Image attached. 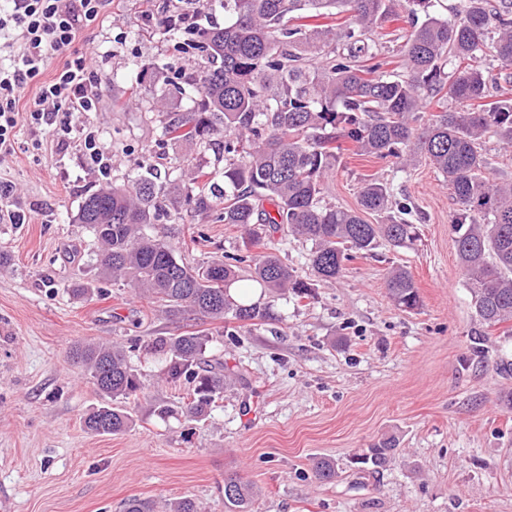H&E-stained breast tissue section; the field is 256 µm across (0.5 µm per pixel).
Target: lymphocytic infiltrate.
<instances>
[{
	"mask_svg": "<svg viewBox=\"0 0 512 512\" xmlns=\"http://www.w3.org/2000/svg\"><path fill=\"white\" fill-rule=\"evenodd\" d=\"M112 0H13L10 11L0 13V50L8 60L0 63V153L13 151L19 125L34 133L52 132L65 145L71 132L70 117L96 109L95 90L101 82L92 68L91 52L71 49L78 32L98 22ZM66 61L48 82L39 77L51 59ZM36 84L29 103L18 91Z\"/></svg>",
	"mask_w": 512,
	"mask_h": 512,
	"instance_id": "obj_1",
	"label": "lymphocytic infiltrate"
}]
</instances>
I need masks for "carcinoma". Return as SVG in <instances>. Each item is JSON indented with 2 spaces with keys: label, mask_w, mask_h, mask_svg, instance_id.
Masks as SVG:
<instances>
[{
  "label": "carcinoma",
  "mask_w": 512,
  "mask_h": 512,
  "mask_svg": "<svg viewBox=\"0 0 512 512\" xmlns=\"http://www.w3.org/2000/svg\"><path fill=\"white\" fill-rule=\"evenodd\" d=\"M437 0H206L224 8V26L163 25L178 47L205 61L178 82L159 63L141 64L137 79L151 73L171 85L190 107L174 111L162 90L150 111L162 116L166 142L186 141L215 165L194 156L175 178L162 181L151 166L122 183L85 196L73 223L86 225L101 251L100 274L130 285L140 297L176 316L196 315L241 330L274 318L268 302L233 297L261 288V295L290 291L308 298L321 283L339 277L346 263L373 253L379 243L408 248L418 239L407 207L390 185L364 180L359 209L324 201L342 145L365 158H393L403 168L423 156L443 176L458 205L454 245L474 302L478 328L512 322V182L490 177L484 140L512 149V96L494 95L477 65L487 54L512 65V0H461L450 18L435 12ZM410 27L400 70H389L374 38L390 19ZM245 229L244 252L189 267L170 242L145 234L182 213ZM378 217L366 221L362 214ZM311 244L313 279L299 278L272 246L276 233ZM395 304H420L411 273L396 267L386 279ZM210 333L186 330L158 336L148 353L161 360L158 377L186 382L181 406L160 404V418L176 411L202 421L224 393V362L205 359ZM100 403L84 419L98 435L125 432L133 423L128 401L143 390L141 374L120 345L72 349ZM382 438L358 463L383 467L395 449ZM315 477L336 475L319 460ZM225 512H252L258 490L236 474L224 477ZM166 512H201L189 497L165 503Z\"/></svg>",
  "instance_id": "1"
}]
</instances>
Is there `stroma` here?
I'll list each match as a JSON object with an SVG mask.
<instances>
[{
	"mask_svg": "<svg viewBox=\"0 0 512 512\" xmlns=\"http://www.w3.org/2000/svg\"><path fill=\"white\" fill-rule=\"evenodd\" d=\"M193 7L192 0H114L73 45L98 48L100 111L75 118L61 149L19 126L14 151L0 156V181L12 187L0 211L25 216L0 223V504L10 512H122L133 496L160 504L187 496L202 512H224V477L237 473L260 490L254 512H512V408L504 401L512 377L496 370L512 362V325L489 328L473 355L474 303L451 224L457 204L428 162L403 172L394 159L344 152L326 202L357 208L361 179H384L412 205L419 240L348 262L312 297L276 296L275 321L237 335H224L220 321L165 315L99 275V245L72 221L87 193L139 162L164 173L193 152L159 141L148 103L160 82L129 90L134 63L182 69L158 22ZM91 130L113 172L91 163L84 147ZM146 232L170 241L189 266L243 248L236 227L188 215ZM394 266L411 271L418 308L389 298L385 276ZM78 281L93 288L91 299L70 296ZM187 329L214 334L209 352L232 380L206 420L162 419L155 406L187 389L158 381L141 348ZM81 342L132 347L144 374L133 423L121 435L83 426L97 394L69 355ZM390 435L398 446L385 468L354 464ZM320 458L336 462L332 481L313 477Z\"/></svg>",
	"mask_w": 512,
	"mask_h": 512,
	"instance_id": "obj_1",
	"label": "stroma"
}]
</instances>
